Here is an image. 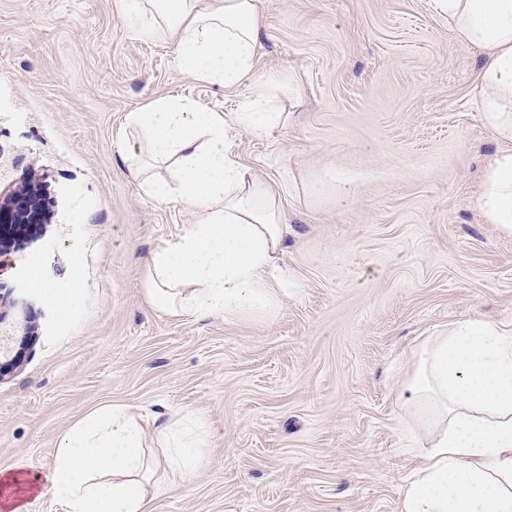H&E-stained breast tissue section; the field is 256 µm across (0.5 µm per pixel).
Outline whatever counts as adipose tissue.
Segmentation results:
<instances>
[{
    "instance_id": "obj_1",
    "label": "adipose tissue",
    "mask_w": 512,
    "mask_h": 512,
    "mask_svg": "<svg viewBox=\"0 0 512 512\" xmlns=\"http://www.w3.org/2000/svg\"><path fill=\"white\" fill-rule=\"evenodd\" d=\"M457 38L485 58L474 89L497 144L475 194L489 224L512 235V0H430ZM137 37L166 39L178 69L233 88L250 82L239 112L225 115L184 98L153 100L129 113L127 169L142 193L198 217L145 265L149 305L173 318L271 313L288 228L280 193L240 162L227 133L272 132L284 113L262 108L270 79L254 76L263 25L258 0H120ZM412 434L425 442L406 481L400 512H512V328L470 321L429 337L405 382ZM188 438L162 428L174 473L200 462L202 426ZM136 416L120 406L89 412L65 431L49 476L67 512H152L159 462L147 456Z\"/></svg>"
}]
</instances>
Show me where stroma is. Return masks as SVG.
<instances>
[{"label":"stroma","instance_id":"stroma-1","mask_svg":"<svg viewBox=\"0 0 512 512\" xmlns=\"http://www.w3.org/2000/svg\"><path fill=\"white\" fill-rule=\"evenodd\" d=\"M258 75H291L284 126L234 128V153L278 183L290 278L275 314L172 318L145 262L194 214L147 199L118 136L165 97L239 111L248 86L181 73L119 0H0V194L42 186L48 223L0 251L28 310L0 353V471L48 486L59 435L103 404L158 429L201 417L186 482L157 470L153 512H398L419 463L404 383L429 337L468 320L512 327V236L474 206L496 149L474 97L483 57L428 0H259ZM75 288L68 316L29 285Z\"/></svg>","mask_w":512,"mask_h":512}]
</instances>
